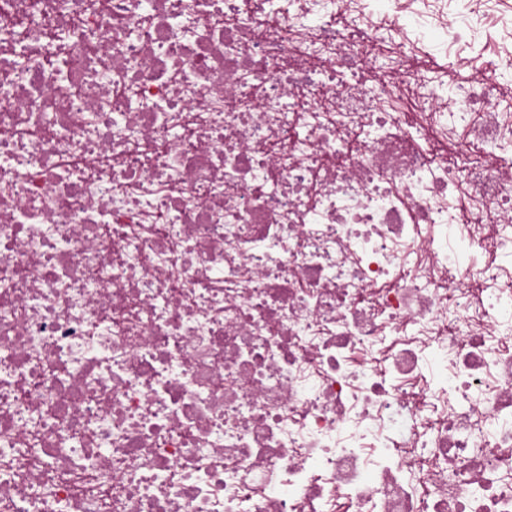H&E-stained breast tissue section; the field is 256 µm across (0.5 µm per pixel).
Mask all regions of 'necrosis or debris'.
Segmentation results:
<instances>
[{
    "label": "necrosis or debris",
    "instance_id": "necrosis-or-debris-1",
    "mask_svg": "<svg viewBox=\"0 0 512 512\" xmlns=\"http://www.w3.org/2000/svg\"><path fill=\"white\" fill-rule=\"evenodd\" d=\"M0 512H512V0H0Z\"/></svg>",
    "mask_w": 512,
    "mask_h": 512
}]
</instances>
